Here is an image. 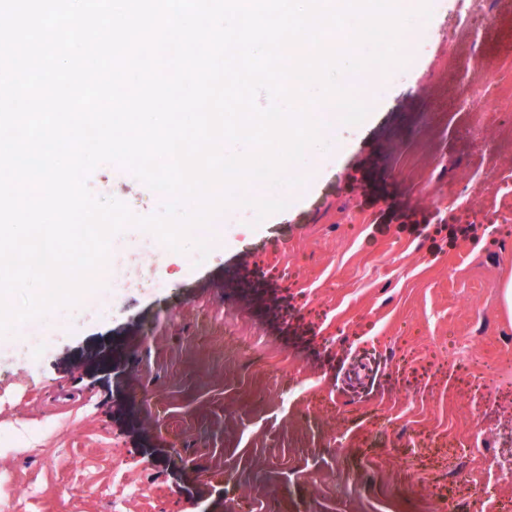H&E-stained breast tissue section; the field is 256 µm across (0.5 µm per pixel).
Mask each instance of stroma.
Returning <instances> with one entry per match:
<instances>
[{
  "instance_id": "stroma-1",
  "label": "stroma",
  "mask_w": 512,
  "mask_h": 512,
  "mask_svg": "<svg viewBox=\"0 0 512 512\" xmlns=\"http://www.w3.org/2000/svg\"><path fill=\"white\" fill-rule=\"evenodd\" d=\"M429 4L407 81L360 72L367 118L332 121L302 184L254 185L284 210L164 249L151 292L98 284L96 320L51 310L36 349L0 337L9 512H112L119 474L150 486L126 512H512V157L461 109L464 71L512 78V15ZM86 185L165 206L120 165Z\"/></svg>"
}]
</instances>
